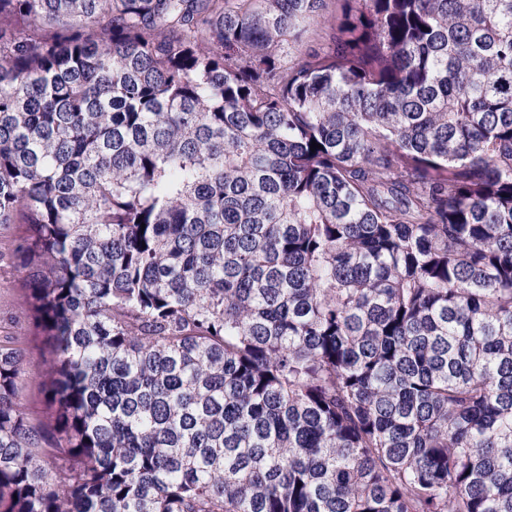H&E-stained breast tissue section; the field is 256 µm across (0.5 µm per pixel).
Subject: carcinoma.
<instances>
[{"mask_svg":"<svg viewBox=\"0 0 512 512\" xmlns=\"http://www.w3.org/2000/svg\"><path fill=\"white\" fill-rule=\"evenodd\" d=\"M17 222L0 512H512V0H0ZM21 230V224L0 226V334L16 335L28 349L25 374L21 382L22 396L28 416L33 421H43L49 410L37 385V377L43 369L42 342L26 316L22 292L16 281L8 250Z\"/></svg>","mask_w":512,"mask_h":512,"instance_id":"cac0c4a2","label":"carcinoma"}]
</instances>
